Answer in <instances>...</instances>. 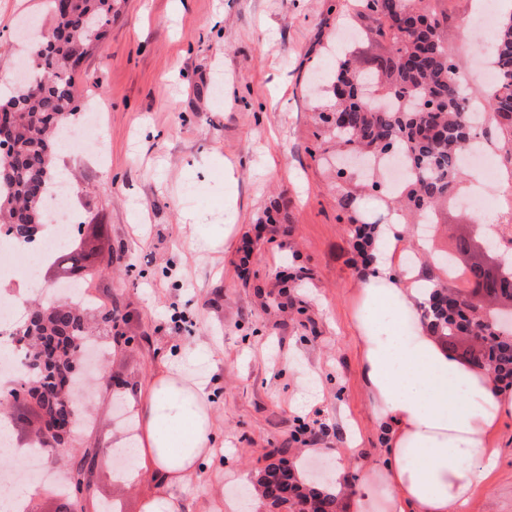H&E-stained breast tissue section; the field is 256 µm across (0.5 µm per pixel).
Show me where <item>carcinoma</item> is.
I'll return each instance as SVG.
<instances>
[{
	"instance_id": "obj_1",
	"label": "carcinoma",
	"mask_w": 512,
	"mask_h": 512,
	"mask_svg": "<svg viewBox=\"0 0 512 512\" xmlns=\"http://www.w3.org/2000/svg\"><path fill=\"white\" fill-rule=\"evenodd\" d=\"M114 0H70V8L56 15L50 36L36 44L38 60L33 82L0 98V111L9 116V148L0 155V227L5 226L20 244L33 241L38 226L46 223V190L55 184V156L63 132L74 115L76 84L73 59L80 61L104 38L112 18ZM353 17L366 23L390 52L373 60L340 59L329 75L328 103L316 121L347 151L357 150L384 161L400 152L413 164L396 196L394 206L412 219H425L442 202H452L462 181L458 156L472 144L474 131L463 106L468 99L455 72L448 32L443 21L423 0H352ZM495 52L490 55L498 71L496 84L485 95L502 142L512 154V13L498 21ZM336 199L346 220L362 264H367L377 235L376 226L362 216L358 184L344 170L336 173ZM508 272L486 279L481 263L464 266L470 287L461 292L442 288L432 295L424 321L433 333L466 344L464 355L471 369L487 370L502 383L512 384V332L497 325L490 335L497 341L484 348L473 327L483 315L500 320L501 312L475 300L479 292L491 298L512 300V257L503 258ZM56 265L70 274L67 283L78 285L92 275L87 255L68 249ZM61 305H40L33 310L31 341L56 337L62 353L56 366L67 368L88 339L81 309L72 307L59 315ZM266 465L258 484L270 507L285 512H340L336 494L319 484L304 485L294 466L283 458Z\"/></svg>"
}]
</instances>
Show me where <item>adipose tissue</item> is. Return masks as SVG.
I'll return each instance as SVG.
<instances>
[{
  "label": "adipose tissue",
  "instance_id": "obj_1",
  "mask_svg": "<svg viewBox=\"0 0 512 512\" xmlns=\"http://www.w3.org/2000/svg\"><path fill=\"white\" fill-rule=\"evenodd\" d=\"M430 288L411 287L385 251L374 252L361 290L362 372L385 429L381 475L391 512H463L472 490L496 467L489 431L512 417V392L491 374L464 368L443 337L421 321ZM205 379L166 370L148 383L135 415L138 453L159 489L144 512H175L166 495L183 482L212 438Z\"/></svg>",
  "mask_w": 512,
  "mask_h": 512
}]
</instances>
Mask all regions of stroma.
<instances>
[{
  "instance_id": "35a3bbf8",
  "label": "stroma",
  "mask_w": 512,
  "mask_h": 512,
  "mask_svg": "<svg viewBox=\"0 0 512 512\" xmlns=\"http://www.w3.org/2000/svg\"><path fill=\"white\" fill-rule=\"evenodd\" d=\"M344 0H124L77 73L75 121L99 111L101 137L66 145L59 170L74 178L89 252L85 287L116 325L94 361L112 388L87 390L88 428L46 472L66 477L89 449L137 445L131 405L148 379L178 364L208 378L211 451L169 488L178 512H271L256 480L271 451L337 489L347 503L377 476L385 444L363 383L356 329L364 277L338 218L334 144L313 121L325 104L329 36ZM454 31L463 83L484 80L475 50L476 0H431ZM54 27L51 0H0V76H11L30 40ZM287 219L263 223L274 202ZM465 210L442 211L418 253L445 256ZM250 245L242 255V245ZM308 274L305 287L283 277ZM355 439L344 472L336 452ZM498 465L473 491L468 512H512V419L488 438ZM98 457L82 497L37 491L35 512H143L152 478L119 481Z\"/></svg>"
}]
</instances>
